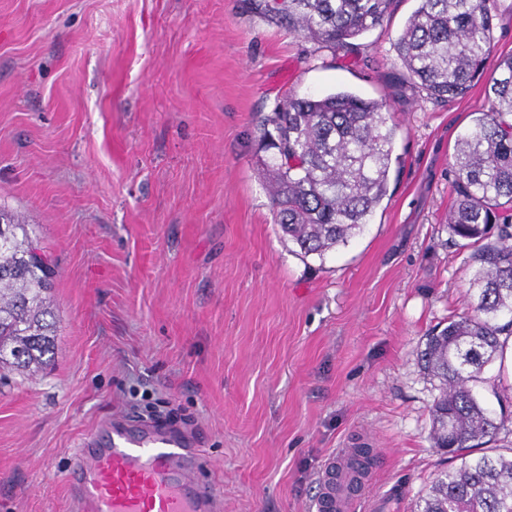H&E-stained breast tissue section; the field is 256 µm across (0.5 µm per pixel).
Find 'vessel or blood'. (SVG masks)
<instances>
[{
    "label": "vessel or blood",
    "instance_id": "1",
    "mask_svg": "<svg viewBox=\"0 0 512 512\" xmlns=\"http://www.w3.org/2000/svg\"><path fill=\"white\" fill-rule=\"evenodd\" d=\"M204 464L194 434L175 419L116 416L83 439L71 487L79 512H216V488L199 480ZM353 476V495L323 480L317 512H360L371 470L359 466Z\"/></svg>",
    "mask_w": 512,
    "mask_h": 512
}]
</instances>
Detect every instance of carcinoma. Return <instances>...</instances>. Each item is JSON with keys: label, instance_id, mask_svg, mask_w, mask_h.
<instances>
[{"label": "carcinoma", "instance_id": "obj_1", "mask_svg": "<svg viewBox=\"0 0 512 512\" xmlns=\"http://www.w3.org/2000/svg\"><path fill=\"white\" fill-rule=\"evenodd\" d=\"M252 9L267 21L329 50L380 24L390 0H281ZM496 0H420L394 49L427 94L448 101L485 79L487 111L456 145L453 238L473 245V313L426 336L423 369L438 382L434 447L461 459L422 495L418 512H512V456L466 455L500 424L475 391L512 336V56L488 66ZM394 128L383 104L340 91L289 94L261 124L262 162L275 223L303 257L325 256L358 236L387 195ZM55 277L26 225L0 208V368H27L52 353L47 295Z\"/></svg>", "mask_w": 512, "mask_h": 512}]
</instances>
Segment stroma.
Instances as JSON below:
<instances>
[{
    "mask_svg": "<svg viewBox=\"0 0 512 512\" xmlns=\"http://www.w3.org/2000/svg\"><path fill=\"white\" fill-rule=\"evenodd\" d=\"M418 0L331 51L249 0H0V206L51 256L54 353L0 371V512H78L67 473L114 416L198 433L220 512H314L340 448H371L373 512H414L432 448L427 334L466 314L451 238L458 137L393 45ZM350 91L395 128L388 193L325 259L283 237L260 124L287 94ZM476 390L512 447V342Z\"/></svg>",
    "mask_w": 512,
    "mask_h": 512,
    "instance_id": "obj_1",
    "label": "stroma"
}]
</instances>
